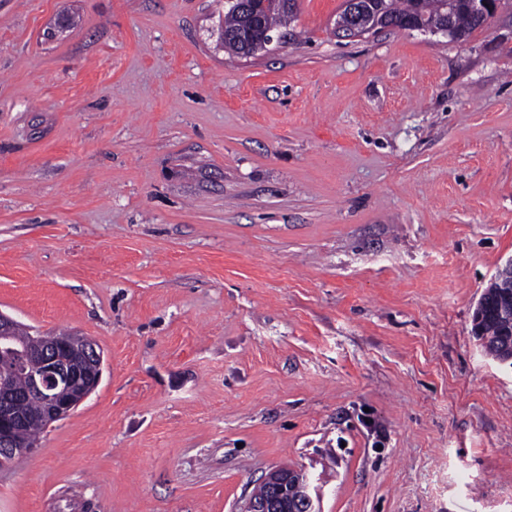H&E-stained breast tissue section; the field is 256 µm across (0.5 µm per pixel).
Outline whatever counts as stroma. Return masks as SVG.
<instances>
[{
  "label": "stroma",
  "mask_w": 512,
  "mask_h": 512,
  "mask_svg": "<svg viewBox=\"0 0 512 512\" xmlns=\"http://www.w3.org/2000/svg\"><path fill=\"white\" fill-rule=\"evenodd\" d=\"M271 50L222 0H0V312L103 352L0 512H512V368L472 332L512 257V8L466 41ZM226 4L224 5V20L222 21L221 31L224 29L227 39L224 42L221 41V43L227 51L240 54L244 47V41L241 38L244 26L243 17L241 13L236 12L233 5L228 2ZM252 499L247 512H320L310 494L307 475L295 469H276L265 477Z\"/></svg>",
  "instance_id": "1"
}]
</instances>
